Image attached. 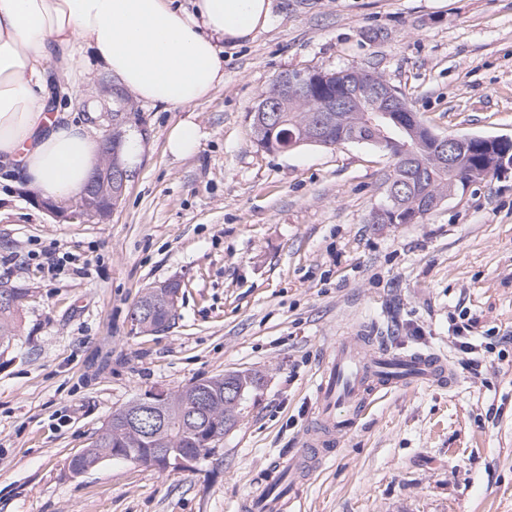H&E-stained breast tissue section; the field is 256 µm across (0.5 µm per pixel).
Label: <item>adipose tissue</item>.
<instances>
[{
	"instance_id": "obj_1",
	"label": "adipose tissue",
	"mask_w": 512,
	"mask_h": 512,
	"mask_svg": "<svg viewBox=\"0 0 512 512\" xmlns=\"http://www.w3.org/2000/svg\"><path fill=\"white\" fill-rule=\"evenodd\" d=\"M271 13L272 0H0V161L43 198L78 195L102 144L55 107L51 82L99 69L142 102L189 111L224 82L222 41L255 37Z\"/></svg>"
}]
</instances>
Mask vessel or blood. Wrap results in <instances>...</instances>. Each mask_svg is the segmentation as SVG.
Returning <instances> with one entry per match:
<instances>
[{
	"mask_svg": "<svg viewBox=\"0 0 512 512\" xmlns=\"http://www.w3.org/2000/svg\"><path fill=\"white\" fill-rule=\"evenodd\" d=\"M456 375L447 358L432 351L397 352L369 330L337 336L315 382L312 422L299 448L264 470L241 512H302V480L313 477L337 438L350 432L380 398L418 384L452 386Z\"/></svg>",
	"mask_w": 512,
	"mask_h": 512,
	"instance_id": "b4317fda",
	"label": "vessel or blood"
}]
</instances>
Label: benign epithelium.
<instances>
[{
  "label": "benign epithelium",
  "instance_id": "benign-epithelium-1",
  "mask_svg": "<svg viewBox=\"0 0 512 512\" xmlns=\"http://www.w3.org/2000/svg\"><path fill=\"white\" fill-rule=\"evenodd\" d=\"M315 80L304 72H294L281 80L278 84L276 101H282L288 97L308 99L315 104L318 112H346L362 101L367 100L370 111L364 113L362 129H368L374 137L371 142L380 150L389 152V156L400 153L405 156L408 141H419L425 136L432 139L437 147L433 156V163L440 169L448 170L450 186L448 193L436 198L432 207L439 206L443 200L454 197L460 192L466 191L474 182L485 177L488 172L504 174L512 169V157L507 151H499V148L512 143V137L508 136H477L458 135L441 136L432 129L421 125L414 112L398 93L387 83L368 82L361 88L348 91L341 95L318 96L314 93L312 84ZM111 108L103 104L102 114L89 119V124L99 131L103 142L104 165L94 172L80 194V198L88 200L90 197L104 196L107 204H112V126L106 124L110 120ZM479 144L489 152L481 169H474L466 164L469 149ZM38 205L51 214L58 221H79L87 224H99L106 221L112 215V209L101 213L92 206L60 208L51 200L37 199ZM180 285L176 282H166L156 287L165 306L175 308ZM185 399L188 413L179 416L181 428L190 425V420L205 407L207 400L201 389L200 383H192L185 390ZM166 398V389L156 387L148 393L142 401L135 404L130 410L122 413V422L128 427L139 429H165L170 424L169 415L157 411L163 405ZM163 455L170 469H180L193 463V459L181 454L175 448L163 449Z\"/></svg>",
  "mask_w": 512,
  "mask_h": 512
}]
</instances>
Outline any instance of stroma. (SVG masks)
Masks as SVG:
<instances>
[{"label": "stroma", "mask_w": 512, "mask_h": 512, "mask_svg": "<svg viewBox=\"0 0 512 512\" xmlns=\"http://www.w3.org/2000/svg\"><path fill=\"white\" fill-rule=\"evenodd\" d=\"M272 5L265 30L225 45L224 82L193 111L140 104L139 161L105 222H56L0 175V282L28 291L0 353V512H238L307 427L333 337L360 325L397 350L447 354L458 381L380 399L303 486L304 512H512V172L418 223L375 224L388 156L362 143L269 152L250 120L284 72L364 68L438 134L510 137L512 0ZM186 121L200 140L179 157L167 140ZM41 251L68 272L51 277ZM174 279L169 326L135 332V303ZM233 371L260 386L212 458L69 472L145 389Z\"/></svg>", "instance_id": "1"}]
</instances>
